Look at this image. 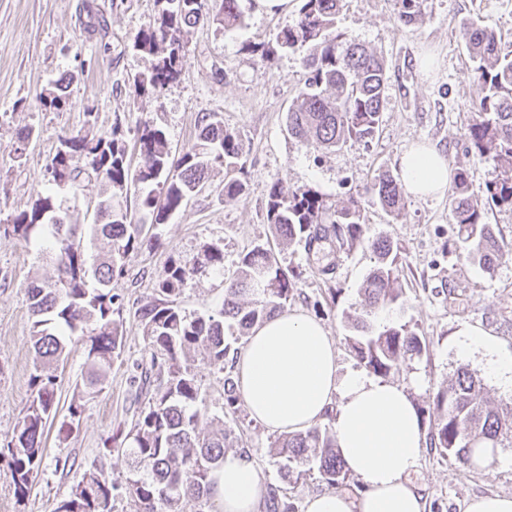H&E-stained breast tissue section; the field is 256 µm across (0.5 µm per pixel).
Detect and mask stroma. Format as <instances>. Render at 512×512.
<instances>
[{
    "label": "stroma",
    "mask_w": 512,
    "mask_h": 512,
    "mask_svg": "<svg viewBox=\"0 0 512 512\" xmlns=\"http://www.w3.org/2000/svg\"><path fill=\"white\" fill-rule=\"evenodd\" d=\"M239 4L242 28L225 32L205 24L189 29L178 80L160 93L135 98L129 94L131 81L151 60L131 43L152 26L153 0H0V512H53L90 469L114 482L112 512H135L126 484L128 459L119 441L145 403L131 384L139 368L150 365L138 310L154 301L170 258L195 256L206 244L224 252L223 273L197 274L177 298L193 317L217 311L224 301L223 278L236 274L242 256L255 244H272L280 267L299 276L290 307L304 310L329 330L341 372L360 370L346 341L343 315L362 310L359 288L374 256L361 247L310 253L300 244H276L266 222L271 185L286 191L313 188L327 205L338 208L349 196L364 193L379 175L399 174L402 153L415 143L437 148L451 168H466L473 190L491 176L488 165L466 152L476 88L459 31L462 23L474 22L512 46V0H425L422 16L410 25L398 20L396 0H345L338 26L384 59L386 103L383 124L372 140L324 154L289 135L286 127L288 109L305 80L301 52L261 53L277 32L295 24L300 0L274 13L259 9L256 0ZM65 78L70 81L68 105L59 110L41 106L37 94ZM202 112L218 113L225 128L240 136L246 192L225 198L224 170L214 168L202 193L168 223L154 226L160 247L127 258L123 274L112 282L122 306L120 355L100 391L82 400L73 417L69 406L82 383L86 351L82 343L69 344L56 372L55 417L46 427L42 467L28 496L17 499L5 451L31 398L35 353L25 285L34 277L56 278L57 271L40 258L35 244L14 234L12 219L51 190L48 166L63 137L87 131L105 137L118 121L131 145L141 123L150 119L163 128L178 154L195 142ZM27 130L32 138L20 156L18 138ZM106 193L104 181L85 177L76 190H60L59 197L70 223L87 225L95 222ZM404 202L397 218L376 205L365 208L367 237L387 236L400 246L405 288L403 306L377 311L372 320L378 327L408 324L425 339L421 355L400 361L389 380L408 389L428 427L433 420L426 410L430 395L444 388L461 365L483 376L491 402L512 400L511 393L486 378L484 352L461 348V331L468 326L512 351V261L489 275L450 252L455 229L449 199L408 194ZM330 261L335 273L328 278L321 268ZM191 368L201 383L207 430L225 428L241 436L266 484L279 486L299 508L310 496L327 491L315 471L281 480L271 454L275 434L255 422L245 404L233 413L225 409L227 371L201 358ZM414 482L427 512H464L471 498L512 495V448L473 472L424 451Z\"/></svg>",
    "instance_id": "stroma-1"
}]
</instances>
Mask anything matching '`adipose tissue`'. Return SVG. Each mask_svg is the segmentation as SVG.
Segmentation results:
<instances>
[{"instance_id": "adipose-tissue-1", "label": "adipose tissue", "mask_w": 512, "mask_h": 512, "mask_svg": "<svg viewBox=\"0 0 512 512\" xmlns=\"http://www.w3.org/2000/svg\"><path fill=\"white\" fill-rule=\"evenodd\" d=\"M450 168L437 149L418 144L401 158L407 193L442 198ZM464 348L489 356L487 372L512 391V352L490 334L465 329ZM234 373L251 417L266 430L298 432L331 421L350 473L363 493L325 492L307 499L305 512H425L412 477L420 468L425 434L407 389L353 371L340 374L336 343L325 326L299 309L276 313L255 326ZM217 512H260L264 477L252 460L229 453L213 475Z\"/></svg>"}]
</instances>
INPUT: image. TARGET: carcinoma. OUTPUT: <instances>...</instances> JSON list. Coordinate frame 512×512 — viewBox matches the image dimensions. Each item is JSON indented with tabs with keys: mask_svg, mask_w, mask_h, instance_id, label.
I'll list each match as a JSON object with an SVG mask.
<instances>
[{
	"mask_svg": "<svg viewBox=\"0 0 512 512\" xmlns=\"http://www.w3.org/2000/svg\"><path fill=\"white\" fill-rule=\"evenodd\" d=\"M424 0H397L398 20L409 24L422 15ZM154 26L138 33L133 49L152 58L150 68L134 76L135 95L157 92L180 75L183 36L200 23L214 22L226 30L242 25L238 0H154ZM343 0H302L292 27L277 33L280 50L306 49V78L296 104L287 113L288 132L314 150L334 152L350 141L374 137L383 123L386 70L382 58L348 37L337 26ZM460 35L472 62L469 77L476 86L474 116L467 128L472 156L493 169L482 195L471 188L466 169L452 177L450 205L456 236L451 251L463 254L492 274L512 260V247L498 238L485 222V211L512 208V48L494 32L468 22ZM39 103L59 109L69 101L57 83L40 93ZM197 142L172 157L165 133L151 120L138 130V162L131 165L120 122L107 138L89 134L65 137L48 167L57 186H77L80 176L105 180L112 190L138 189V212L150 225L166 224L201 193L215 166L224 168V197L245 192L239 178L244 173L243 147L238 135L224 130L213 112L198 116ZM380 206L398 216L404 207L400 177L382 174L366 188L365 196L351 197L332 211L312 189L284 193L273 185L268 193L267 223L274 236L290 246L334 239L351 250L369 247L376 264L360 287L373 310L403 303L400 251L387 236L365 237V204ZM98 222L90 225V240L104 244L92 256L85 253L79 225L65 222L61 204L52 193L38 196L13 218V232L25 240L43 236L40 252L54 262L57 280H34L26 286L32 318L31 338L38 358L31 376L32 398L22 411L17 435L8 445V469L15 495L29 493L32 478L43 464V436L54 407L57 376L46 364L61 360L72 337L85 343L87 377L84 393L99 392V385L119 355L122 321L116 318L119 296L112 293L114 277L123 273L124 260L143 246H156L159 238L145 233L146 224L115 209L112 197L102 200ZM224 273V252L203 249V261L177 258L158 280V298L138 309V317L153 349L151 366H168L144 382L147 402L127 433L131 439L128 493L136 512H180L178 505L190 497L207 505L212 499V475L232 447L229 433L202 427L201 388L188 361L201 355L213 363H234L225 342L224 320L237 325L240 337L257 324L282 311L296 289V278L279 267L271 248L256 244L241 259L240 271L224 283V302L213 313L187 318L173 297L180 294L198 265ZM350 351L368 370L387 375L406 357L418 355L422 342L406 323L386 325L376 331L364 314H345ZM437 417L430 431V448L468 470L494 458L498 449L512 448V401L493 405L484 396L482 379L466 366L455 369L446 388L432 396ZM272 450L283 478L317 470L336 489L347 485L336 435L330 425L316 424L303 432L285 433ZM112 483L90 473L61 500L55 512H112ZM267 512H297L294 503L269 487Z\"/></svg>",
	"mask_w": 512,
	"mask_h": 512,
	"instance_id": "1",
	"label": "carcinoma"
}]
</instances>
